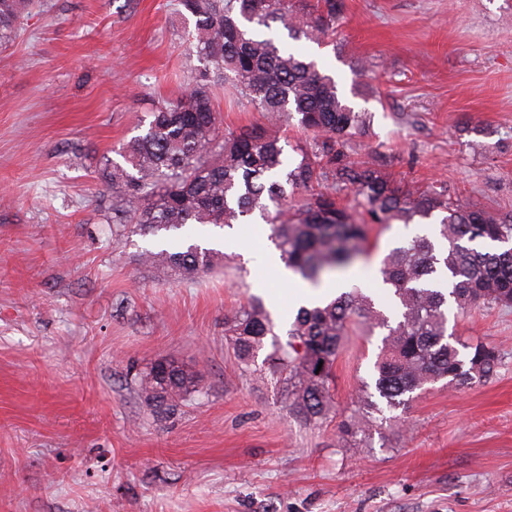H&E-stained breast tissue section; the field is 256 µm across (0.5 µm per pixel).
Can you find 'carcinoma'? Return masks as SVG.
Instances as JSON below:
<instances>
[{"label": "carcinoma", "mask_w": 512, "mask_h": 512, "mask_svg": "<svg viewBox=\"0 0 512 512\" xmlns=\"http://www.w3.org/2000/svg\"><path fill=\"white\" fill-rule=\"evenodd\" d=\"M36 0H0V39L18 30ZM194 18L189 43L203 61L185 93L157 103L124 143L126 166L107 159L99 175L112 187V223L119 234L164 237L196 224L232 227L257 214L285 267L317 286L339 280L376 245L369 225H438L439 239L417 235L384 256L382 284L399 305L395 321L354 285L324 305L298 311L281 341L260 301L224 315V337L248 368L265 345L267 376L286 388L288 410L308 424L326 419L334 369L346 339L363 327L385 331L374 364L376 413L405 410L414 393L445 380L487 381L497 374L496 345L448 335V310L464 316L480 304L512 307V215L496 217L465 202L448 184L426 187L395 179L375 159L347 151L367 135L371 116L352 105L316 63L285 48L293 40L335 42L342 0H177ZM231 90L236 105L263 123L222 128L213 89ZM305 139L285 153L280 128ZM353 194L359 217L342 203ZM144 263L181 280L211 271L223 254L190 244L183 251L146 249ZM141 397L156 414L176 411L200 392L199 376L175 361L155 362L139 378Z\"/></svg>", "instance_id": "cac0c4a2"}]
</instances>
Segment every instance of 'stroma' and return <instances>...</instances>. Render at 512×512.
I'll return each mask as SVG.
<instances>
[{"instance_id":"stroma-1","label":"stroma","mask_w":512,"mask_h":512,"mask_svg":"<svg viewBox=\"0 0 512 512\" xmlns=\"http://www.w3.org/2000/svg\"><path fill=\"white\" fill-rule=\"evenodd\" d=\"M332 46L308 57L350 91L369 62L370 140L396 178L512 210V0H343ZM175 0H44L0 44V512H512V308L480 306L448 329L494 343L496 376L438 381L405 412L363 416L381 331L336 361L320 425L286 408L257 367L241 368L224 316L260 297L278 335L297 312L260 217L199 237L222 253L180 281L142 264L149 238L112 234L98 171L153 105L179 96L201 62ZM485 136L464 133L470 122ZM432 224L373 228L357 266ZM202 373L166 419L138 392L154 362Z\"/></svg>"}]
</instances>
